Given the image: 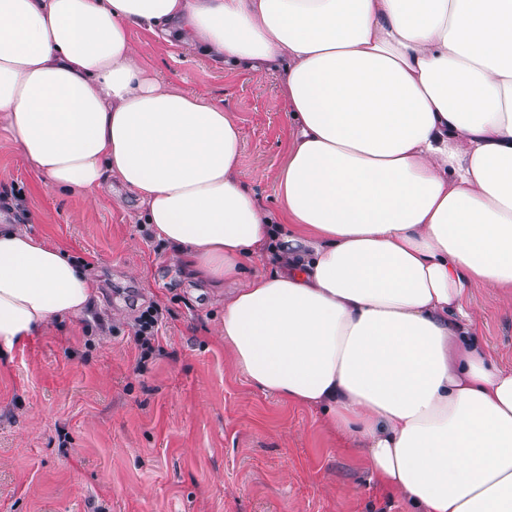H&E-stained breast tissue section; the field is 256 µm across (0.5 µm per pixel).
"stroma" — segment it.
<instances>
[{"label":"stroma","instance_id":"1","mask_svg":"<svg viewBox=\"0 0 512 512\" xmlns=\"http://www.w3.org/2000/svg\"><path fill=\"white\" fill-rule=\"evenodd\" d=\"M132 39L159 80L229 112L242 181L277 208L289 136L278 78L139 28ZM11 188L28 199L26 229L89 265L100 293L92 313L0 359V512H403L354 442L249 383L220 336L223 299L146 239L132 193L60 194L1 133L0 191ZM473 303L494 359L512 366V289H474ZM152 304L172 313L162 357L140 356L133 332Z\"/></svg>","mask_w":512,"mask_h":512}]
</instances>
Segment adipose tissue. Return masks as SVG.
I'll use <instances>...</instances> for the list:
<instances>
[{
    "label": "adipose tissue",
    "instance_id": "1",
    "mask_svg": "<svg viewBox=\"0 0 512 512\" xmlns=\"http://www.w3.org/2000/svg\"><path fill=\"white\" fill-rule=\"evenodd\" d=\"M134 26L277 75L278 210L240 179L239 125L152 77ZM0 131L55 189L135 194L193 278L230 286L236 366L356 439L406 512H512V368L470 303L512 288V0H0ZM98 295L0 225V358Z\"/></svg>",
    "mask_w": 512,
    "mask_h": 512
}]
</instances>
